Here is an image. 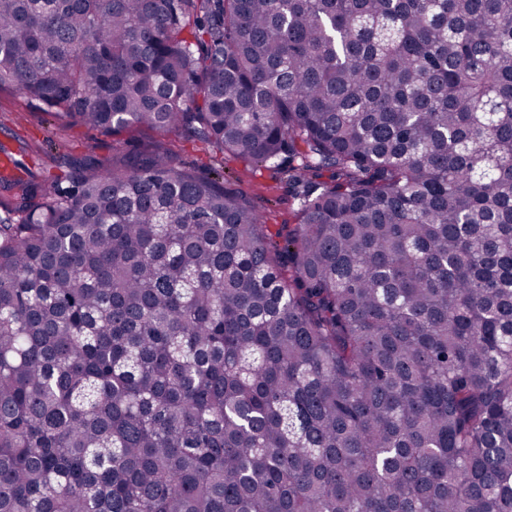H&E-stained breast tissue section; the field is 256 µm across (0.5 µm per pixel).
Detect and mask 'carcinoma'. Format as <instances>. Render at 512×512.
<instances>
[{"mask_svg": "<svg viewBox=\"0 0 512 512\" xmlns=\"http://www.w3.org/2000/svg\"><path fill=\"white\" fill-rule=\"evenodd\" d=\"M4 89L158 139L0 175V512H512V0H0ZM166 142L180 166L197 171H218L224 175V180L250 197L273 235L282 224H297L300 200L288 175L275 174L223 155L185 132L169 134Z\"/></svg>", "mask_w": 512, "mask_h": 512, "instance_id": "1", "label": "carcinoma"}]
</instances>
